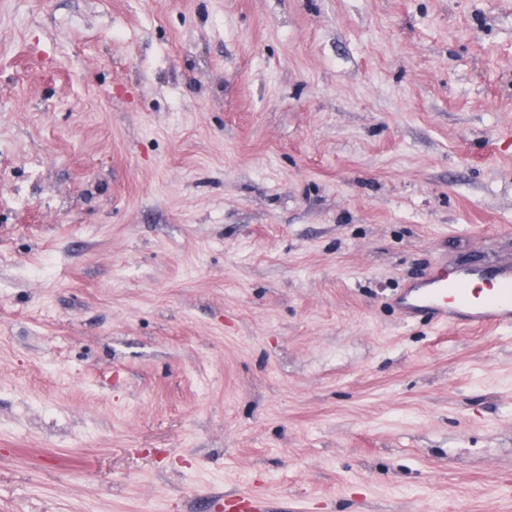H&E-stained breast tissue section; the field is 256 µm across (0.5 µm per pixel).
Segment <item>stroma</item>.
<instances>
[{
  "label": "stroma",
  "mask_w": 512,
  "mask_h": 512,
  "mask_svg": "<svg viewBox=\"0 0 512 512\" xmlns=\"http://www.w3.org/2000/svg\"><path fill=\"white\" fill-rule=\"evenodd\" d=\"M512 0H0V512H512ZM471 271L432 267L421 279L423 287L401 298V314L411 319L425 314L431 322H461L472 326L511 327L512 262L480 263ZM474 281L483 286L472 287Z\"/></svg>",
  "instance_id": "obj_1"
}]
</instances>
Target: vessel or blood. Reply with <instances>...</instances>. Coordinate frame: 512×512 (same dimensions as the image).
Returning <instances> with one entry per match:
<instances>
[{
  "label": "vessel or blood",
  "mask_w": 512,
  "mask_h": 512,
  "mask_svg": "<svg viewBox=\"0 0 512 512\" xmlns=\"http://www.w3.org/2000/svg\"><path fill=\"white\" fill-rule=\"evenodd\" d=\"M400 310L408 319L424 314L434 322L511 326L512 262L490 267L475 263L467 271L432 267L421 288L402 297Z\"/></svg>",
  "instance_id": "b4317fda"
}]
</instances>
